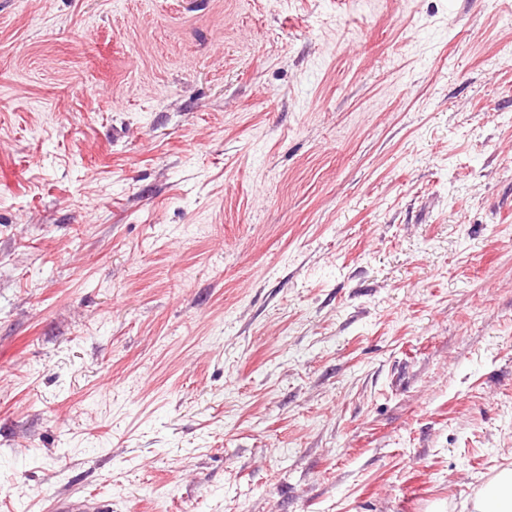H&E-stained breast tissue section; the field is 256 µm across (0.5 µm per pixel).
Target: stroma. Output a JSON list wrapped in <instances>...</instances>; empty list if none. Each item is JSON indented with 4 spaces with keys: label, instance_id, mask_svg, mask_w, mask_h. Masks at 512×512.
Wrapping results in <instances>:
<instances>
[{
    "label": "stroma",
    "instance_id": "35a3bbf8",
    "mask_svg": "<svg viewBox=\"0 0 512 512\" xmlns=\"http://www.w3.org/2000/svg\"><path fill=\"white\" fill-rule=\"evenodd\" d=\"M505 466L512 0H0V512Z\"/></svg>",
    "mask_w": 512,
    "mask_h": 512
}]
</instances>
